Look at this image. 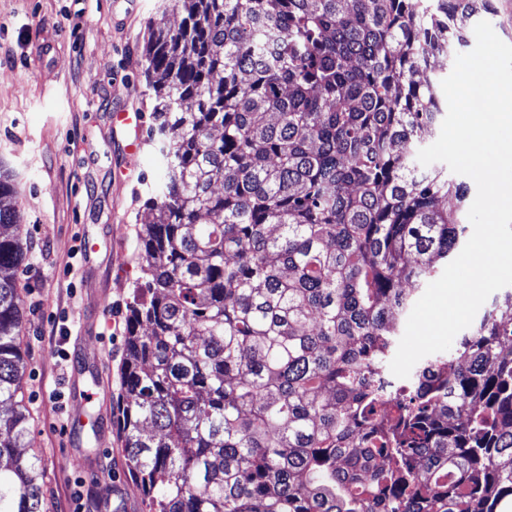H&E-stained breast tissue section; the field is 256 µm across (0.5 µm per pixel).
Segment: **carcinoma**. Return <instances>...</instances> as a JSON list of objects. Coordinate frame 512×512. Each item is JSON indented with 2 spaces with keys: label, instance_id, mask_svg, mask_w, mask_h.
<instances>
[{
  "label": "carcinoma",
  "instance_id": "obj_1",
  "mask_svg": "<svg viewBox=\"0 0 512 512\" xmlns=\"http://www.w3.org/2000/svg\"><path fill=\"white\" fill-rule=\"evenodd\" d=\"M179 5L145 55L162 185L117 421L144 512H512V289L388 370L470 233L468 187L417 160L443 113L427 71L494 0ZM18 196L0 173V512H48L16 400Z\"/></svg>",
  "mask_w": 512,
  "mask_h": 512
}]
</instances>
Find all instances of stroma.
<instances>
[{
	"label": "stroma",
	"mask_w": 512,
	"mask_h": 512,
	"mask_svg": "<svg viewBox=\"0 0 512 512\" xmlns=\"http://www.w3.org/2000/svg\"><path fill=\"white\" fill-rule=\"evenodd\" d=\"M165 0H0V167L20 194L36 266L19 283L29 322L26 452L49 512H142L114 419L122 394L138 233L161 177L153 147L128 169L112 109L150 112L141 55ZM95 395L84 402L83 392Z\"/></svg>",
	"instance_id": "35a3bbf8"
}]
</instances>
